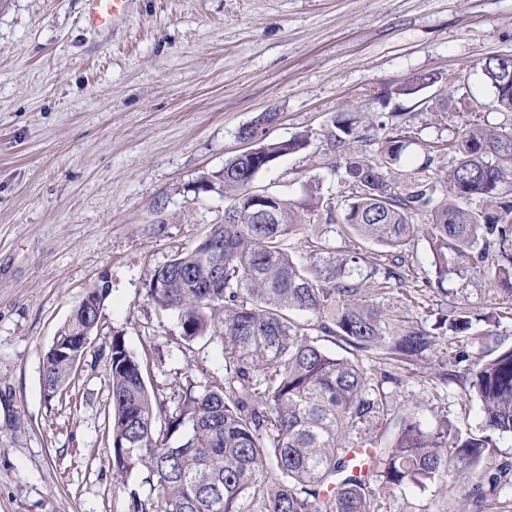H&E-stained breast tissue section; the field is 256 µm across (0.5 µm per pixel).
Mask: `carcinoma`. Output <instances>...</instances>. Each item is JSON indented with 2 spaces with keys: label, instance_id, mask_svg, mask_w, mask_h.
<instances>
[{
  "label": "carcinoma",
  "instance_id": "carcinoma-1",
  "mask_svg": "<svg viewBox=\"0 0 512 512\" xmlns=\"http://www.w3.org/2000/svg\"><path fill=\"white\" fill-rule=\"evenodd\" d=\"M483 72L497 109L512 114V56L486 58ZM438 81L420 75L393 94L420 97ZM410 133L404 121L335 113L326 141L342 170L340 203L310 185L304 199L285 202L265 224L240 205L256 164L238 155L224 162V221L145 285L155 307L176 317L175 345L204 337L221 344L223 379L189 383L168 408L149 391L124 337H112L106 356L112 469L127 475L143 467L150 486L146 496L129 490L127 512H387L389 499L410 487L431 491L438 512H448L454 486L480 510L488 493L512 485V464L494 460L499 441L512 437V349L476 358L466 376L468 395L479 402L476 433L446 419L396 415L389 384L398 379L361 365L367 356L413 371L471 329L466 307H453L431 330L380 307L407 283L402 253L420 232L434 268L425 286L444 293L448 275L471 269L512 295V123L465 128L427 146L422 163L407 171L401 161ZM359 142L374 146L371 156L357 150ZM265 144V154L279 158L305 149L309 135ZM445 156L444 170L437 163ZM476 199L495 212L473 206ZM323 215L336 225L332 232L356 234L386 259L373 263L321 238L310 241L308 261L295 259L286 240ZM208 239L223 250L207 249ZM217 264L224 285L213 288ZM87 312L79 302L58 340ZM323 337L349 346L347 355L328 353ZM73 376L71 359L49 348L45 396L62 395ZM354 448L373 450L364 474L352 473Z\"/></svg>",
  "mask_w": 512,
  "mask_h": 512
}]
</instances>
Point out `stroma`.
<instances>
[{
  "mask_svg": "<svg viewBox=\"0 0 512 512\" xmlns=\"http://www.w3.org/2000/svg\"><path fill=\"white\" fill-rule=\"evenodd\" d=\"M84 0H0V512H125L146 470L112 471L105 357L113 336L147 359L160 402L186 380L224 375L216 342H171L174 317L145 285L224 216L222 194L194 193L222 170L260 113L270 135L310 132L254 190L295 201L307 184L338 189L323 134L349 106L402 112L418 167L425 144L469 124L499 126L482 64L512 56V0H128L113 25L84 26ZM435 74L423 100L394 97ZM106 283L99 330L72 382L76 403L50 400L45 352L88 288ZM468 304L473 332L400 373L402 415L479 427L456 352L512 347V297L492 278L450 276L436 309ZM447 363L454 378L437 386Z\"/></svg>",
  "mask_w": 512,
  "mask_h": 512,
  "instance_id": "stroma-1",
  "label": "stroma"
}]
</instances>
